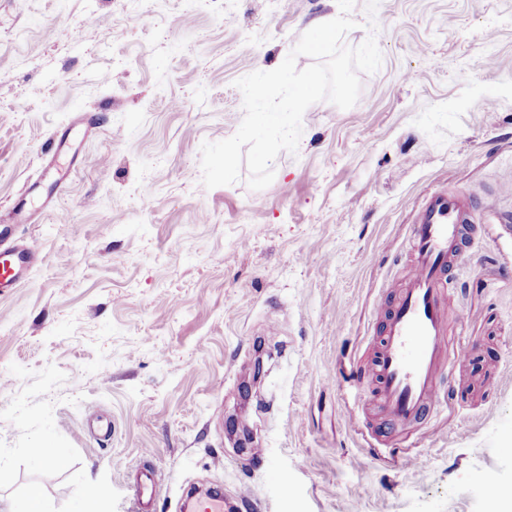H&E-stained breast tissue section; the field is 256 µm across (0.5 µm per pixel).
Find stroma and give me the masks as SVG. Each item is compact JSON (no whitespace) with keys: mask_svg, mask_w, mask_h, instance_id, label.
<instances>
[{"mask_svg":"<svg viewBox=\"0 0 512 512\" xmlns=\"http://www.w3.org/2000/svg\"><path fill=\"white\" fill-rule=\"evenodd\" d=\"M338 14L336 0H0V213L42 172L80 166L56 214L18 228L42 260L0 296V512L32 484L49 512L92 494L130 512L143 465L162 479L153 512H177L191 484L247 489L237 512H492L489 484L512 483V0H379L372 17L356 0L343 43L372 35L382 53L357 103L308 107L265 189L245 171L202 184V143L244 117L236 80ZM433 189L476 201L448 292L471 357L447 407L388 438L374 307L405 279ZM91 407L109 440L79 432ZM46 444L62 458L31 456Z\"/></svg>","mask_w":512,"mask_h":512,"instance_id":"obj_1","label":"stroma"}]
</instances>
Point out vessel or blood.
Segmentation results:
<instances>
[{
	"mask_svg": "<svg viewBox=\"0 0 512 512\" xmlns=\"http://www.w3.org/2000/svg\"><path fill=\"white\" fill-rule=\"evenodd\" d=\"M472 208L467 197L435 190L413 213L411 270L380 321L373 357L374 395L383 420L393 427L418 426L439 409L445 402L440 379L469 361L468 340L449 334L448 285L470 233ZM29 218V209L20 206L0 225V294L16 288L41 260L33 245L14 235ZM157 487L154 474L145 472L135 488V512H149Z\"/></svg>",
	"mask_w": 512,
	"mask_h": 512,
	"instance_id": "1",
	"label": "vessel or blood"
}]
</instances>
